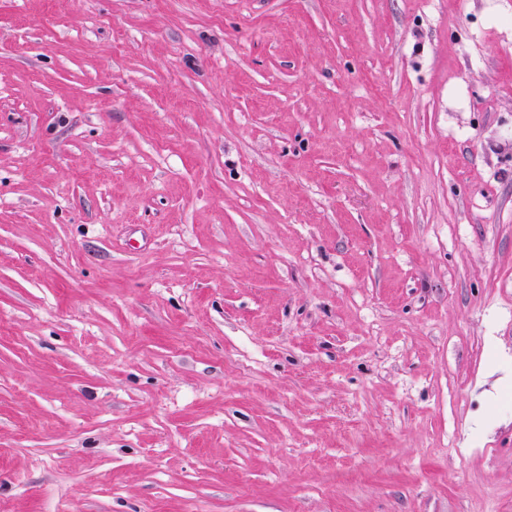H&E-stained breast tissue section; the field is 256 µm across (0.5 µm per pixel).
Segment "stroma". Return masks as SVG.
Masks as SVG:
<instances>
[{
  "label": "stroma",
  "instance_id": "35a3bbf8",
  "mask_svg": "<svg viewBox=\"0 0 512 512\" xmlns=\"http://www.w3.org/2000/svg\"><path fill=\"white\" fill-rule=\"evenodd\" d=\"M512 0H0V512H512Z\"/></svg>",
  "mask_w": 512,
  "mask_h": 512
}]
</instances>
